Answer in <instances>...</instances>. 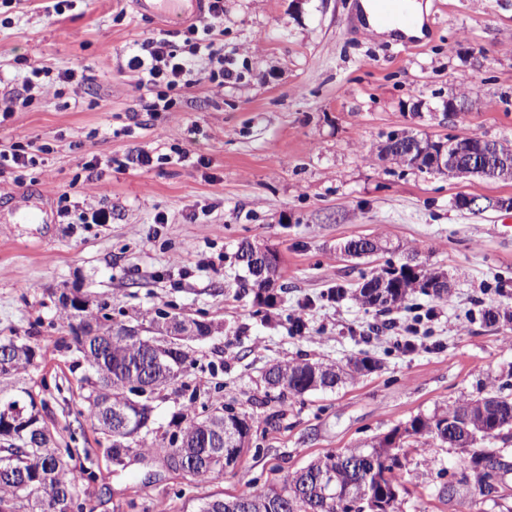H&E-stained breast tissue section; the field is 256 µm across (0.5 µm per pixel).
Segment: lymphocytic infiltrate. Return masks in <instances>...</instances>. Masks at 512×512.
Masks as SVG:
<instances>
[{"label": "lymphocytic infiltrate", "mask_w": 512, "mask_h": 512, "mask_svg": "<svg viewBox=\"0 0 512 512\" xmlns=\"http://www.w3.org/2000/svg\"><path fill=\"white\" fill-rule=\"evenodd\" d=\"M223 35L224 0H207L203 13L178 38L159 32L135 43L128 67L146 111H173L177 96L204 79L223 91L225 81L237 76L234 57L224 52ZM85 80L79 68L33 67L23 78L21 93L0 99V116L11 117L20 106L43 95L50 84L79 86Z\"/></svg>", "instance_id": "f902f5d3"}]
</instances>
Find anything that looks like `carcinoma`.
<instances>
[{
	"label": "carcinoma",
	"instance_id": "cac0c4a2",
	"mask_svg": "<svg viewBox=\"0 0 512 512\" xmlns=\"http://www.w3.org/2000/svg\"><path fill=\"white\" fill-rule=\"evenodd\" d=\"M241 260L252 277L256 288L255 298L270 303L271 296H263L266 275L254 265L251 248L242 249ZM444 276L416 269H405L387 264L371 277L363 278L351 290V296L367 308L388 312L405 302L416 290L437 298L448 293ZM76 311L83 313L85 326L70 328L71 341L63 340L58 348L78 354L88 374L81 379L83 411L87 420L105 435L108 442L105 452L115 466L122 465L121 457L128 452L160 454L168 467L175 468L171 439L162 437L159 447L145 444L151 427H145L135 439L124 440L114 436L112 428L113 407L121 405L131 421L146 420L153 414L149 400L160 394L162 385L181 379L190 366L188 341L169 335L167 324L177 321V316L159 310L149 320L156 334L133 339L127 336L126 327H112L108 304L103 303L93 312L82 305ZM10 349V357L0 358V512H82L81 484L86 480V470L75 472L69 460L73 449L54 446L52 435L44 421L45 401H36L32 392L21 386L22 370L33 365L35 347L25 338L9 336L0 338V350ZM140 362L145 380L159 381V386L149 389V397L139 399L126 393L127 364ZM378 367L377 361L364 358L354 362L349 371L334 365L308 361L277 364L264 376L268 387L279 390V395L301 396L315 390L333 389L343 378ZM448 414H461L470 418L466 433L442 439L451 448L459 449L457 473L451 474L457 483V497L466 498L467 512H483L485 502L483 486L508 473L509 455L486 443L512 437V383L493 387L474 399H461L449 408L428 417L417 416L410 422L407 444L412 446L419 439L435 438L442 418ZM239 426V447L247 448L253 424L215 399L206 414L196 422L183 427L187 437L181 453L186 462L184 474L199 482H208L222 475L218 468L200 465L201 458L220 452L218 443L224 429ZM393 436L380 438L369 448H349L343 452H327L296 470L280 482L263 489L240 495L250 501V512H262L255 504L277 501L280 512H372L368 502L355 501L345 496L346 485L356 476L345 461L362 455H371L376 461L375 476L382 484L375 493L380 496L378 512H400L399 480L396 468L400 465L398 449L392 446ZM332 474L335 486L332 495L318 492L315 478ZM195 512H225L224 500L212 496L198 498Z\"/></svg>",
	"mask_w": 512,
	"mask_h": 512
}]
</instances>
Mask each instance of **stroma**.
<instances>
[{
	"instance_id": "obj_1",
	"label": "stroma",
	"mask_w": 512,
	"mask_h": 512,
	"mask_svg": "<svg viewBox=\"0 0 512 512\" xmlns=\"http://www.w3.org/2000/svg\"><path fill=\"white\" fill-rule=\"evenodd\" d=\"M359 0H224V49L237 79L222 93L202 83L173 112L150 116L127 67L135 42L181 25L145 18L133 0H15L0 23V97L30 67H85L81 88L47 91L0 124V149L47 146L24 178L0 168V336L29 338L39 355L23 385L45 400L58 447L93 472L83 512H194L206 494L240 495L328 452L366 448L463 396L512 382V209L474 212L462 195L512 198V181L428 175L378 157L391 131L430 139L472 134L512 143V0H429L425 38H366ZM468 83L469 103L444 107ZM152 167L122 169L139 152ZM186 161H175L176 152ZM95 169H86L88 161ZM105 209L106 224H67ZM165 223H155L156 214ZM371 238L386 253L355 259L344 245ZM276 251L273 305L256 301L236 254ZM417 258L444 274L441 300L415 293L386 314L330 287H357L385 264ZM112 307L114 321L147 323L155 310L210 324L184 383L198 405L220 395L255 418L250 449L207 483L147 455L116 467L82 414L80 371L59 350L63 297ZM435 309L412 350L396 347L412 309ZM510 312L486 324L485 309ZM304 312L307 326L293 318ZM376 371L332 391L277 399L263 380L291 360ZM183 383V384H184ZM458 452L430 443L397 470L402 512H464L440 496ZM60 216L67 224H106L111 219V214L105 210L91 213L89 216L85 212L75 213L69 205H62L60 208Z\"/></svg>"
}]
</instances>
